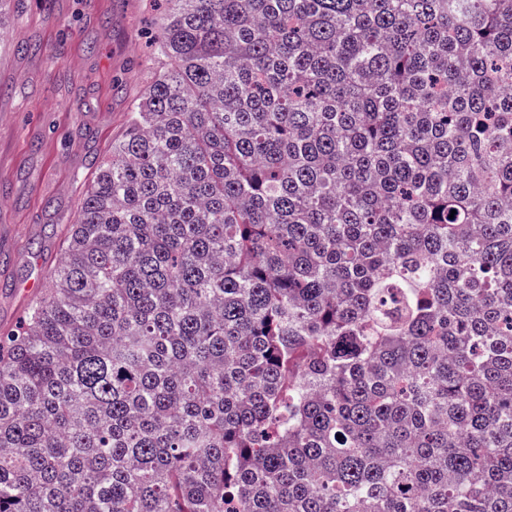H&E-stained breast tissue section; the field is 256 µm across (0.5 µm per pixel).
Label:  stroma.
Segmentation results:
<instances>
[{
    "label": "stroma",
    "mask_w": 512,
    "mask_h": 512,
    "mask_svg": "<svg viewBox=\"0 0 512 512\" xmlns=\"http://www.w3.org/2000/svg\"><path fill=\"white\" fill-rule=\"evenodd\" d=\"M155 16L152 0H8L0 14V332L39 296L149 81Z\"/></svg>",
    "instance_id": "1"
}]
</instances>
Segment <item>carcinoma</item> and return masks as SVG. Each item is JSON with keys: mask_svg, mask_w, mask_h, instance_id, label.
Returning <instances> with one entry per match:
<instances>
[{"mask_svg": "<svg viewBox=\"0 0 512 512\" xmlns=\"http://www.w3.org/2000/svg\"><path fill=\"white\" fill-rule=\"evenodd\" d=\"M156 2L0 512H512V0Z\"/></svg>", "mask_w": 512, "mask_h": 512, "instance_id": "cac0c4a2", "label": "carcinoma"}]
</instances>
